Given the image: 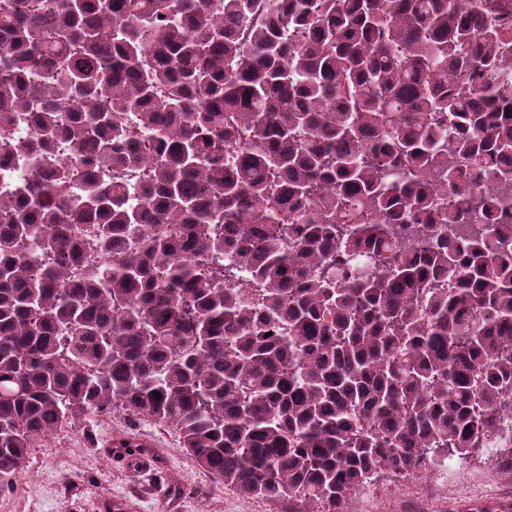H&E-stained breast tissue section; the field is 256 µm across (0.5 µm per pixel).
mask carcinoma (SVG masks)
<instances>
[{"label": "carcinoma", "instance_id": "1", "mask_svg": "<svg viewBox=\"0 0 512 512\" xmlns=\"http://www.w3.org/2000/svg\"><path fill=\"white\" fill-rule=\"evenodd\" d=\"M257 10L0 0V160L36 162L0 196L1 479L115 407L288 512L512 445V35Z\"/></svg>", "mask_w": 512, "mask_h": 512}]
</instances>
